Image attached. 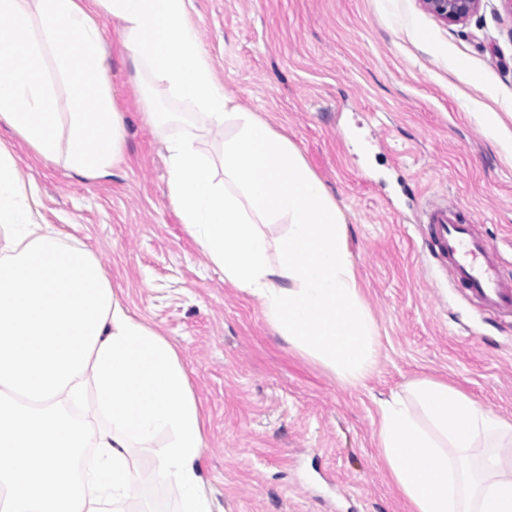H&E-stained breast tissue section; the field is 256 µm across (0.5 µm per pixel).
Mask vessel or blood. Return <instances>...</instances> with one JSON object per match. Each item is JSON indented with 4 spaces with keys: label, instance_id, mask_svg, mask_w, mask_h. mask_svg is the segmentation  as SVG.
Listing matches in <instances>:
<instances>
[{
    "label": "vessel or blood",
    "instance_id": "obj_1",
    "mask_svg": "<svg viewBox=\"0 0 512 512\" xmlns=\"http://www.w3.org/2000/svg\"><path fill=\"white\" fill-rule=\"evenodd\" d=\"M452 211L444 204L427 215L436 259L466 300L488 313H512V279L503 277L495 245Z\"/></svg>",
    "mask_w": 512,
    "mask_h": 512
}]
</instances>
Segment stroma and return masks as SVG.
Segmentation results:
<instances>
[{
    "instance_id": "stroma-1",
    "label": "stroma",
    "mask_w": 512,
    "mask_h": 512,
    "mask_svg": "<svg viewBox=\"0 0 512 512\" xmlns=\"http://www.w3.org/2000/svg\"><path fill=\"white\" fill-rule=\"evenodd\" d=\"M191 2L219 81L288 136L348 226L379 336L362 383L292 350L181 224L142 100L178 106L135 84L111 19L119 165L87 179L4 127L0 145L38 188L37 222L90 249L131 313L174 344L205 412L202 475L224 512H406L376 445V398L433 377L512 422V315L463 300L425 242V212L446 200L512 275V6L481 0L451 24L421 0ZM131 459L141 506L179 512L154 449Z\"/></svg>"
}]
</instances>
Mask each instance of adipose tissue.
<instances>
[{
	"instance_id": "ef3b65f1",
	"label": "adipose tissue",
	"mask_w": 512,
	"mask_h": 512,
	"mask_svg": "<svg viewBox=\"0 0 512 512\" xmlns=\"http://www.w3.org/2000/svg\"><path fill=\"white\" fill-rule=\"evenodd\" d=\"M189 4L0 0V124L44 159L108 176L125 137L106 80L101 20L112 17L135 74L226 133L216 162L199 135L169 134L172 113L144 107L165 136L182 224L292 349L360 383L379 336L347 226L295 145L216 82ZM59 83L71 90L65 152L51 110ZM37 204L0 146V512H126L141 483L130 450L159 438L156 470L179 487L181 512H217L201 476L202 411L174 346L130 313L92 251L35 223ZM264 224L286 227L278 254ZM90 397L95 419L75 417ZM377 406V446L409 512H512L511 422L435 378ZM89 447L93 463L78 468Z\"/></svg>"
}]
</instances>
